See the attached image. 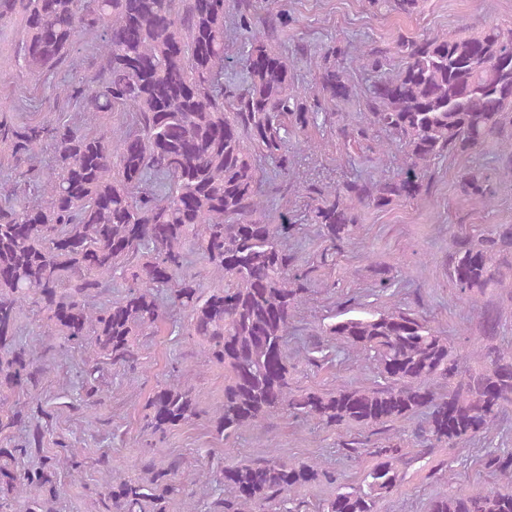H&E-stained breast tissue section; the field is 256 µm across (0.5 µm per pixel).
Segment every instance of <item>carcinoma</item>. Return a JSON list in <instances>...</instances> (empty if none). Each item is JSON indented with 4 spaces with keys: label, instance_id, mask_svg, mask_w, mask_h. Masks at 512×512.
I'll use <instances>...</instances> for the list:
<instances>
[{
    "label": "carcinoma",
    "instance_id": "obj_1",
    "mask_svg": "<svg viewBox=\"0 0 512 512\" xmlns=\"http://www.w3.org/2000/svg\"><path fill=\"white\" fill-rule=\"evenodd\" d=\"M225 2L0 0V24L20 22L15 63L24 77L73 66L80 36L96 39L92 69L53 94L98 120L91 125L66 112L24 122L0 115V167L15 173L0 181V512H54L56 471L82 467L78 449L61 441L44 454L48 415L35 392L46 371L36 346L21 336L27 308L42 314L46 352L57 339L69 348L92 339L94 354L82 368L86 407L99 392L101 361L136 365L137 337L166 322L168 302L184 314L178 329L201 346L203 362L224 366V401L203 410L195 369L180 365L185 381L156 385L142 431L163 438L204 415L228 439L286 413L325 429H357L340 447L354 461H373L355 485L312 461L270 455L227 464L210 512H299L292 495L319 483L336 486L320 512H379L403 469L436 448L486 438L512 410V344L503 341L501 310L493 305L483 312L480 370L420 314L395 306L358 315L353 306L320 335L360 357L371 382L293 387L297 364L317 367L323 352H288L314 267L288 248L301 225L286 217L267 222L263 168L292 174L290 139L319 113L356 97L351 56L345 46L325 47L314 85L300 97L279 46L288 38V15H261L258 0H234L232 27L241 39L230 57ZM367 3L411 14L419 0ZM395 49V68L382 49L356 57L373 80L362 104L367 127L348 136L387 133L404 149V168L323 191L309 217L324 257L356 236L355 205L418 198L434 161L477 152L512 113V29L400 40ZM231 63L241 66V78L226 82ZM45 150L47 165L40 160ZM459 186L466 197H493L482 168L465 171ZM191 254L202 267L192 265ZM510 255L511 224L461 238L449 262L459 299L473 301L498 283ZM114 279L123 281L124 294L99 301ZM415 418L406 439L397 425ZM477 462L498 485L458 487L431 498L427 512H512V451L489 450ZM187 471L179 459L164 468L147 462L137 480L108 469L103 512H171L178 501L195 512L193 493L177 478Z\"/></svg>",
    "mask_w": 512,
    "mask_h": 512
}]
</instances>
